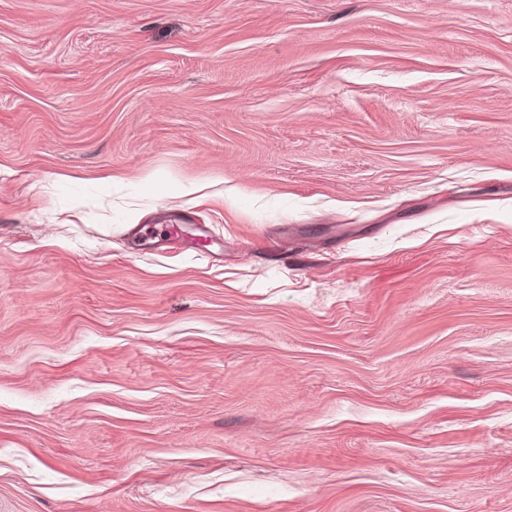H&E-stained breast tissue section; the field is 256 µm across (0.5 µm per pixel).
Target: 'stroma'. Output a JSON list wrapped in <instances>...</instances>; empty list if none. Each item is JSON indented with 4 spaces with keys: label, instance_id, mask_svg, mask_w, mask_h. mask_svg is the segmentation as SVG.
Wrapping results in <instances>:
<instances>
[{
    "label": "stroma",
    "instance_id": "stroma-1",
    "mask_svg": "<svg viewBox=\"0 0 512 512\" xmlns=\"http://www.w3.org/2000/svg\"><path fill=\"white\" fill-rule=\"evenodd\" d=\"M0 512H512V0H0Z\"/></svg>",
    "mask_w": 512,
    "mask_h": 512
}]
</instances>
